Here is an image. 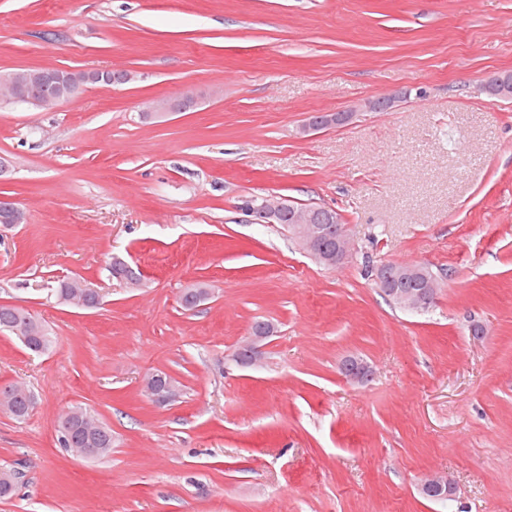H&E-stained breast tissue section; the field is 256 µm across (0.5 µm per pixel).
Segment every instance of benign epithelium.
<instances>
[{"label":"benign epithelium","instance_id":"benign-epithelium-1","mask_svg":"<svg viewBox=\"0 0 512 512\" xmlns=\"http://www.w3.org/2000/svg\"><path fill=\"white\" fill-rule=\"evenodd\" d=\"M125 82L128 75L122 72L104 69L86 73V81L92 84L101 82L112 84L115 81ZM38 84L34 91H28L20 83L3 79L0 81V92L5 93L13 99H26L30 96L40 98L41 105L45 107L56 106L71 98L81 89L67 70L45 73L43 78L32 79ZM196 104L195 98L185 93L176 99L162 98L151 103L148 109L150 114L162 118L174 112L181 111L178 104ZM352 113H317L306 119L305 130L314 131L326 128L331 125H338L347 121ZM290 214L293 220V231L295 239L301 244L306 252H315V244L321 237H330L336 242V258L327 259V262L338 266L346 262V257L353 251L354 243L348 234L347 225L341 223L342 216L336 215L325 224L319 223L317 210L314 208L298 209L291 204L286 197H264L257 204L251 206L250 216L265 224H276L285 214ZM25 219V213L6 197L0 198V221L5 224H21ZM391 277L384 273L380 285L388 294V299L409 312L421 313L431 302L436 291V283L432 278H425V287L413 288L403 292L397 288L390 287ZM344 376L354 382H359L369 376L368 367L359 361H350L343 368ZM420 493L427 499L437 502H444L453 499L455 495V484L445 474H431L422 481Z\"/></svg>","mask_w":512,"mask_h":512}]
</instances>
